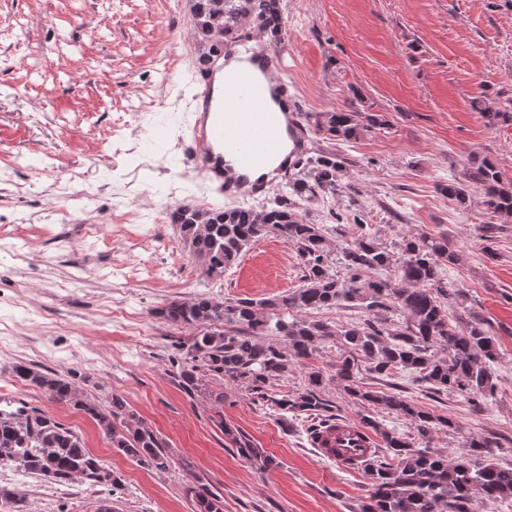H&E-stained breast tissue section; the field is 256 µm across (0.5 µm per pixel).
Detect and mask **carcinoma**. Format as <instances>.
<instances>
[{
	"label": "carcinoma",
	"mask_w": 512,
	"mask_h": 512,
	"mask_svg": "<svg viewBox=\"0 0 512 512\" xmlns=\"http://www.w3.org/2000/svg\"><path fill=\"white\" fill-rule=\"evenodd\" d=\"M192 15L195 37L208 46L198 66L208 64L224 45L241 41L249 25L272 44L282 40V0H193ZM473 107L490 126L512 122L511 110L495 108L482 98ZM385 122L382 114L354 109L317 113L313 126L329 140L349 142ZM342 169L335 153H316L290 173L289 195L269 208L183 205L171 211L169 223L179 226L185 248L210 279L223 278L253 239L269 233L296 249L303 272L302 285L282 295L258 301L201 295L160 308V317L195 332L191 344L174 343L170 356L182 387L200 392L207 387V375L239 381L254 402L302 416L310 420L311 430L323 429L339 421L340 414L321 395V369L309 372L307 386L297 392L277 391L274 384L332 340L339 348L332 375L336 383L362 404L382 406L415 430L410 437L387 429L370 414L361 418L360 425L379 443L365 459L371 489L360 512H473L477 496L488 501L512 498V466L494 462L500 448L495 439L471 437L465 444L468 452L452 459L430 448L433 433L450 426L448 418L435 417L407 400L395 383L386 391L361 385L365 372L386 378L408 375L434 393L458 391L477 409L494 393L490 363L498 356V341L485 320L448 312L441 268L457 259L448 238H406L393 252L357 223V238L341 244L327 237L324 225L297 214L288 197L314 201L336 193L343 185ZM469 186L483 195L488 208L512 216V184L501 180L494 163L484 158L472 164L464 181L449 183L443 192L463 202ZM338 266L344 270L341 275ZM337 308L361 309L366 318L341 325L307 319L311 311ZM16 374L49 400L89 416L111 446L139 466L155 471L170 467L162 442L122 397L89 396L56 372L24 365ZM214 422L241 458L261 459L260 472L278 467L275 459L262 456L250 439L224 423L222 412H216ZM1 461L50 484L118 485L75 431L25 405L0 408ZM187 492L197 512H224L223 496L206 485ZM22 503L17 488L0 485L1 509L23 512Z\"/></svg>",
	"instance_id": "carcinoma-1"
}]
</instances>
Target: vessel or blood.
<instances>
[{
  "label": "vessel or blood",
  "mask_w": 512,
  "mask_h": 512,
  "mask_svg": "<svg viewBox=\"0 0 512 512\" xmlns=\"http://www.w3.org/2000/svg\"><path fill=\"white\" fill-rule=\"evenodd\" d=\"M275 57L256 49L222 56L197 71L189 153L203 180L228 200L270 193L278 179L309 150V131L287 80L277 77ZM320 456L336 464L367 458L370 434L350 421L310 438Z\"/></svg>",
  "instance_id": "b4317fda"
}]
</instances>
